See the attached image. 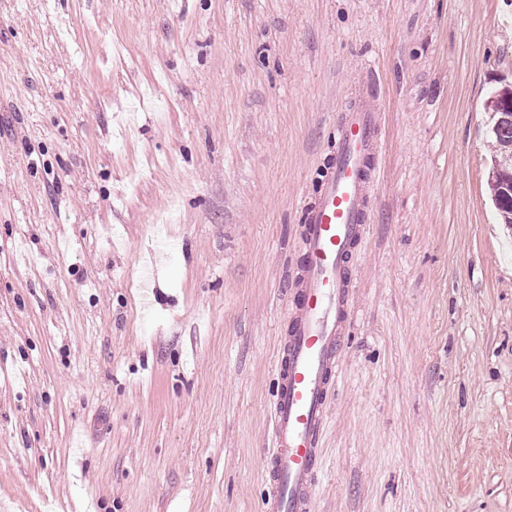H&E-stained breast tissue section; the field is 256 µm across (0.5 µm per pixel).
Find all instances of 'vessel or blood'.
Returning a JSON list of instances; mask_svg holds the SVG:
<instances>
[{"instance_id":"obj_1","label":"vessel or blood","mask_w":512,"mask_h":512,"mask_svg":"<svg viewBox=\"0 0 512 512\" xmlns=\"http://www.w3.org/2000/svg\"><path fill=\"white\" fill-rule=\"evenodd\" d=\"M380 114L369 100L336 129L330 170L304 216V251L277 355L264 512H312L320 440L350 314L353 249L368 225L379 172Z\"/></svg>"}]
</instances>
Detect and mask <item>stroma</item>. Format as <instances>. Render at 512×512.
<instances>
[{
	"label": "stroma",
	"mask_w": 512,
	"mask_h": 512,
	"mask_svg": "<svg viewBox=\"0 0 512 512\" xmlns=\"http://www.w3.org/2000/svg\"><path fill=\"white\" fill-rule=\"evenodd\" d=\"M512 0H0V512H263L302 216L381 169L313 512H512ZM512 89H503L490 101L489 109L493 112L494 123L491 128L494 143L498 146L496 154L492 160L491 192L492 201L503 224L512 225V209L500 205L498 201V188L500 182L505 178H510L512 173V121L501 119V112L498 109L503 105V100ZM500 165L499 170H495ZM495 201V202H494Z\"/></svg>",
	"instance_id": "obj_1"
}]
</instances>
